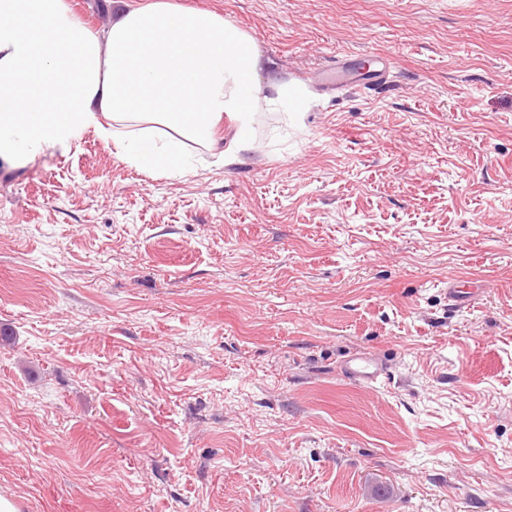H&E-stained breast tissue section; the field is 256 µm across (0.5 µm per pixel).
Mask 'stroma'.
<instances>
[{"label": "stroma", "instance_id": "35a3bbf8", "mask_svg": "<svg viewBox=\"0 0 512 512\" xmlns=\"http://www.w3.org/2000/svg\"><path fill=\"white\" fill-rule=\"evenodd\" d=\"M254 41L224 165L95 131L0 167V494L19 512H512V0H172ZM383 84L307 78L342 53ZM473 289L450 305L448 282ZM384 357L359 386L337 367ZM267 86L270 94H265L263 100L270 111L302 112L306 98L299 88L276 80H270Z\"/></svg>", "mask_w": 512, "mask_h": 512}]
</instances>
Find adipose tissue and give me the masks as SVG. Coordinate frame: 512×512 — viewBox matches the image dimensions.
<instances>
[{
	"instance_id": "adipose-tissue-1",
	"label": "adipose tissue",
	"mask_w": 512,
	"mask_h": 512,
	"mask_svg": "<svg viewBox=\"0 0 512 512\" xmlns=\"http://www.w3.org/2000/svg\"><path fill=\"white\" fill-rule=\"evenodd\" d=\"M253 39L216 13L169 0L82 23L67 0H0V165L68 152L87 130L136 169L189 173L186 143L214 148L234 115L231 159L252 147L245 102L261 93Z\"/></svg>"
}]
</instances>
